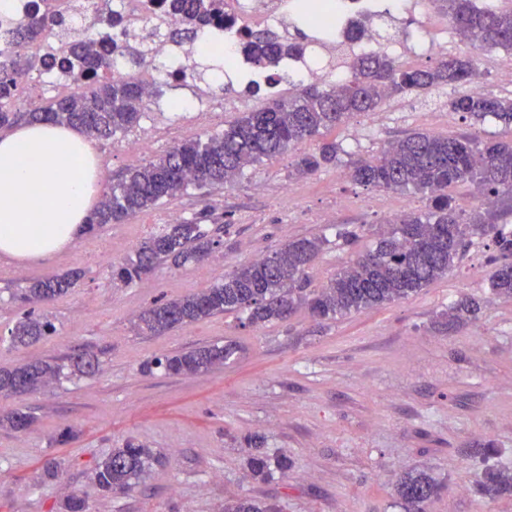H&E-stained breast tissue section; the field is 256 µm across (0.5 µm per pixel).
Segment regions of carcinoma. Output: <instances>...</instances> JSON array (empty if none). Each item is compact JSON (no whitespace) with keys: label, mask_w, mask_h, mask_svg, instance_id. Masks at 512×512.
Masks as SVG:
<instances>
[{"label":"carcinoma","mask_w":512,"mask_h":512,"mask_svg":"<svg viewBox=\"0 0 512 512\" xmlns=\"http://www.w3.org/2000/svg\"><path fill=\"white\" fill-rule=\"evenodd\" d=\"M225 0H145L128 14L108 8L109 0L91 3L99 22L107 28H121L126 41L136 39L135 21L139 11L173 13L176 25L153 32L175 45L193 41L198 30L212 25L226 30L234 18L224 12ZM457 34L480 51L504 48L512 51V7L478 5L477 0H436ZM63 17L55 0H37L16 23L0 30V55L28 48L34 41L53 40ZM241 52L266 74L271 89L284 79L281 63L303 53L297 42L280 39L267 29L243 28L238 40ZM49 49L55 53L28 58V68L60 72L81 83L80 90L61 99H51L28 112H16L12 103L23 72L0 64V128L20 121L66 125L98 140L125 134L140 122L147 103L162 96L164 88L186 83L179 70L159 84L107 76L110 54L127 51L126 62L137 66L147 50L125 49L100 33H86L65 46ZM478 75V56H445L432 66L407 67L385 53L354 54L346 62L342 77L321 87L316 83L293 85L288 95L273 91L259 107L250 108L221 134L188 139L165 154L126 171L105 190L89 222L122 224L139 213L170 202L189 188L220 189L232 183L245 168L276 157L306 141L317 142L315 151L298 156L295 172L313 175L339 161L342 144L329 134L352 116L374 112L391 97L427 93L444 87L473 82ZM448 106L476 121L488 118L512 133V98L488 96L473 90L449 99ZM353 181L386 190H408L430 194L423 210L404 215L379 234L373 248L338 270L326 284L310 288L308 269L322 252L327 239L302 237L290 240L265 257L244 263L224 278L197 294L160 300L138 317L143 332L161 335L216 314L242 313L245 324L259 327L271 321H286L299 307H306L321 319H334L405 300L448 274L455 260L475 237L493 235L504 262L491 277L492 291L512 297V228L487 222L476 215L467 220L452 205L448 187L470 183L496 201L512 194V141L477 142L461 133L443 137L416 132L384 146L372 159L357 158L347 163ZM210 210L168 224L140 244L134 255L112 267V281L130 283L154 271L161 263L174 266L201 263L222 245L220 228L209 230ZM82 272L69 271L25 282L19 299L25 310L9 331L15 346H26L55 333L52 318L44 306L77 285ZM480 302L471 297L457 301L448 312V323L477 318ZM238 351L232 342L210 344L157 357L143 365V371L161 368L172 375L196 376L224 365ZM99 362L77 356L65 366L53 360H37L0 371V401L16 400L44 389L63 378L95 373ZM34 422L24 407L0 408V428L13 432L27 430ZM157 456L146 445L128 439L114 448L95 469L94 479L103 492L122 491L133 485ZM249 471L264 478L271 467L287 469L263 453L250 454ZM440 491L439 484L423 472L408 471L397 485L405 512H425V506ZM512 492V470L489 466L477 483L482 495ZM83 498L71 495L58 504V512H87ZM273 504L239 499L224 506V512H272Z\"/></svg>","instance_id":"obj_1"}]
</instances>
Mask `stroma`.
Masks as SVG:
<instances>
[{
  "instance_id": "obj_1",
  "label": "stroma",
  "mask_w": 512,
  "mask_h": 512,
  "mask_svg": "<svg viewBox=\"0 0 512 512\" xmlns=\"http://www.w3.org/2000/svg\"><path fill=\"white\" fill-rule=\"evenodd\" d=\"M448 52L479 57L484 94L512 96V52H474L450 35ZM190 90H166L149 105L139 130L156 131L158 157L177 142L223 133L241 111L261 104L243 82L222 76L214 61L191 69ZM234 99L224 120L172 110L190 92ZM452 89L386 101L336 132L344 149L363 158L415 131L441 136L469 133L478 140L505 135L497 123L472 122L451 111ZM121 138L96 142L100 183L116 180L141 158L126 154ZM299 145L245 170L234 185L196 190L149 209L123 224L83 233L45 261L0 258V369L33 359L98 358L95 377L64 379L30 396L36 417L21 433L0 429V512H57L67 495L83 497L89 512H224L239 498L276 504L279 512H404L396 486L409 470L440 485L427 512H512V493L490 498L473 485L491 462L512 466V298L490 288L498 255L492 237L476 240L448 275L408 299L322 320L298 308L288 321L242 327L234 314H217L164 335L146 336L137 316L154 301L194 294L238 265L283 243L323 236L327 245L310 271L312 286L326 282L356 254L371 247L386 217L425 208V196L374 189L347 176L345 164L311 176L294 172ZM293 194H286V187ZM209 209L230 217L224 244L200 264H166L140 281L110 285L113 263L133 255L162 229L170 212L193 217ZM354 230L351 246L337 238ZM73 268L83 276L47 308L56 333L26 348L7 335L22 307L14 293L23 281ZM481 302L477 318L449 325L446 312L461 296ZM233 340L241 351L199 376L142 372L155 357ZM263 438L268 455L287 472L262 480L247 469L244 436ZM159 457L131 489L103 493L92 480L97 464L127 438ZM495 449L497 459L486 457ZM56 469L49 477L48 469Z\"/></svg>"
}]
</instances>
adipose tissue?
<instances>
[{
  "label": "adipose tissue",
  "mask_w": 512,
  "mask_h": 512,
  "mask_svg": "<svg viewBox=\"0 0 512 512\" xmlns=\"http://www.w3.org/2000/svg\"><path fill=\"white\" fill-rule=\"evenodd\" d=\"M99 171L95 148L73 128L32 123L0 138V255H55L90 218Z\"/></svg>",
  "instance_id": "ef3b65f1"
}]
</instances>
